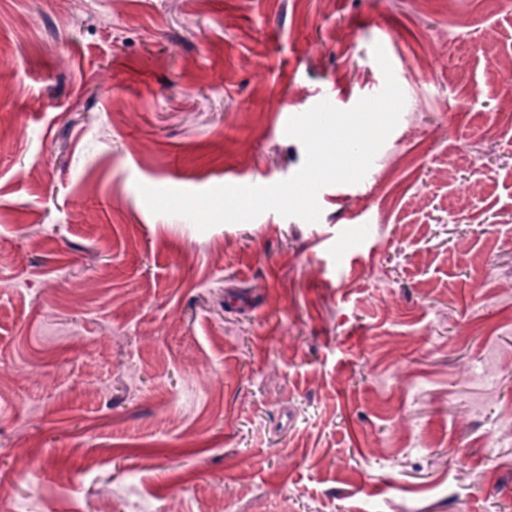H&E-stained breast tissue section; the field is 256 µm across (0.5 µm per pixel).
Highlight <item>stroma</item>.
<instances>
[{
	"label": "stroma",
	"instance_id": "35a3bbf8",
	"mask_svg": "<svg viewBox=\"0 0 512 512\" xmlns=\"http://www.w3.org/2000/svg\"><path fill=\"white\" fill-rule=\"evenodd\" d=\"M377 44L317 222L150 211L292 177ZM510 67L512 0H0V512H512Z\"/></svg>",
	"mask_w": 512,
	"mask_h": 512
}]
</instances>
